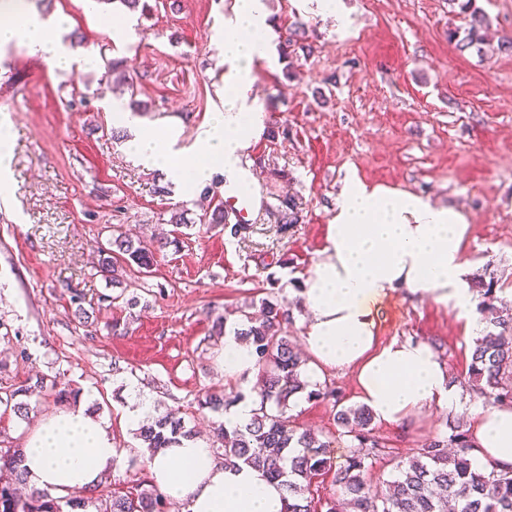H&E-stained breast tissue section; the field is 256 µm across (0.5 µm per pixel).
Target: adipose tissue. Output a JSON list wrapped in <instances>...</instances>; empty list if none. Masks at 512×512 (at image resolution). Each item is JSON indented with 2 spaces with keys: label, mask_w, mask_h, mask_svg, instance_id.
<instances>
[{
  "label": "adipose tissue",
  "mask_w": 512,
  "mask_h": 512,
  "mask_svg": "<svg viewBox=\"0 0 512 512\" xmlns=\"http://www.w3.org/2000/svg\"><path fill=\"white\" fill-rule=\"evenodd\" d=\"M65 22L62 16L50 25L30 12L9 14L0 25V48L22 46L68 70L73 54L56 35ZM221 41L227 66L223 108L192 146L180 147L176 126L149 131L131 113L118 119L133 132L127 154L185 186L203 184L218 170L225 188L247 185L242 157L265 129L264 105L251 94L255 68L269 55L265 0H234ZM470 233L455 208L349 174L324 247L299 283L306 314L302 343L310 356L304 376L314 382L328 371L355 370L361 401L375 420L388 424L407 422L433 405L466 413L474 460L510 471L512 405L486 406L464 396L427 343L379 340L378 306L400 292L458 310L468 332L480 335L482 324L470 317L474 295L463 258ZM23 448L29 488L55 497L92 488L123 461L111 422L83 404L45 419L24 437ZM147 469L153 484L186 512H287L280 484L247 465L224 467L197 437L156 452Z\"/></svg>",
  "instance_id": "adipose-tissue-1"
}]
</instances>
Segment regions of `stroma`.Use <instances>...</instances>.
<instances>
[{
    "label": "stroma",
    "instance_id": "35a3bbf8",
    "mask_svg": "<svg viewBox=\"0 0 512 512\" xmlns=\"http://www.w3.org/2000/svg\"><path fill=\"white\" fill-rule=\"evenodd\" d=\"M232 2L140 0L131 10L119 0H31L42 17H66L71 70L35 65L20 46L0 49V121L15 135L14 198L0 205V387L55 379L69 405L86 400L111 418L118 448L135 442L126 386L154 413L182 411L209 443L213 415L198 399L250 396L252 380L224 375L216 317L240 327L267 298L289 310L285 328L300 340L298 284L324 246L348 173L459 209L473 226L463 250L473 278H495L512 301V55L499 49L512 36V0H476L490 25L481 49L465 51L448 39L465 24L455 0H343L352 18L343 31L309 0H268L277 32L298 21L305 34L301 49L257 69L253 93L270 121L287 123L288 137L273 151L252 141L245 166L256 181L255 220L236 235L212 223L202 190L134 165L129 132L112 121L130 111L147 127L178 123L190 146L221 106L216 31ZM121 59L136 72L133 85L107 74ZM282 191L299 197V223L266 220L265 205ZM176 211L189 226L179 246L169 244L151 273L127 272L137 305L106 302L113 288L95 265L110 226L169 242ZM80 306L87 322L75 314ZM116 319L127 335L112 334ZM379 320L381 341H424L450 374L466 375L473 338L454 311L400 293L380 303ZM336 407L299 396L288 413L298 428L330 437L340 457L350 439ZM58 410L46 399L28 421L0 417V448L21 446ZM453 419L431 408L405 426L375 423L385 452L372 461V489L384 490L400 459L448 435Z\"/></svg>",
    "mask_w": 512,
    "mask_h": 512
}]
</instances>
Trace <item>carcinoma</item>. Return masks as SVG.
I'll use <instances>...</instances> for the list:
<instances>
[{
	"label": "carcinoma",
	"mask_w": 512,
	"mask_h": 512,
	"mask_svg": "<svg viewBox=\"0 0 512 512\" xmlns=\"http://www.w3.org/2000/svg\"><path fill=\"white\" fill-rule=\"evenodd\" d=\"M474 2L462 0L460 9L469 17L467 26L448 33L449 40L461 51L483 42L485 17ZM276 199L278 205L269 211L276 223H300L298 198L282 193ZM165 247L164 242L155 246L134 240L122 231V226H113L109 247L98 249L96 267V273L112 286H121L112 302L125 299L122 285L126 269L135 265L149 272L158 251ZM473 288L479 293V309L489 328L474 340L464 383L487 405L512 402V304L499 296L501 289L492 279H480ZM283 317L279 304L263 299L260 317L246 316L245 327L235 331L254 347L261 406L241 427L227 429L222 422L215 427L220 440V445L213 448L215 457L228 464L259 468L270 479L280 481L288 494V512H316L311 497L313 480L330 472L336 491L325 499L326 512H344L346 508L349 512H512V471L476 468L471 459L470 435L460 425L451 426L448 437L424 443L411 457L399 462L398 477L388 484L385 495L372 491L366 479L368 460L381 451V444L372 434L374 418L366 406L343 407L336 412L337 421L351 437L350 452L340 462L335 460L330 438L294 426L286 415L291 398L304 393L309 400H334L336 390L301 378L305 360L281 327ZM56 386V381L37 375L17 388H5L0 391V414L24 420L29 400L50 391L56 401L67 400L69 393ZM234 403L231 397L207 395L198 401V408L222 415ZM136 436L149 451L156 452L193 437L194 431L186 427L180 410L171 409L141 425ZM21 463L22 449L0 452V467L12 474L11 481L0 484V512H64L66 507L77 512L86 508L87 497L82 491L65 500L44 491L22 494L20 487L27 478ZM92 492L98 502L96 512H180L179 506L155 488H136L122 494L102 481Z\"/></svg>",
	"instance_id": "cac0c4a2"
}]
</instances>
